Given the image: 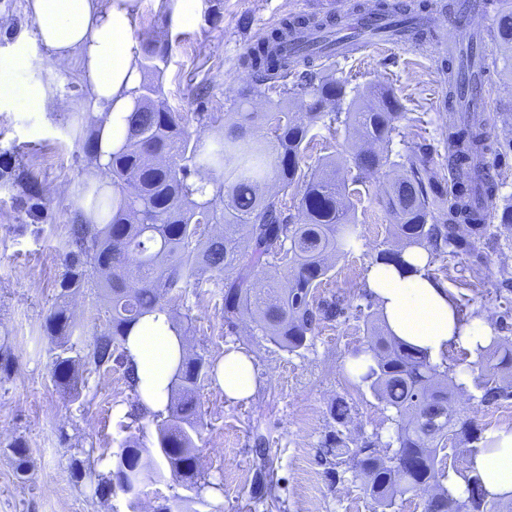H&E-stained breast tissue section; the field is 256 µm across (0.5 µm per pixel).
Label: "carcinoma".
<instances>
[{
  "instance_id": "carcinoma-1",
  "label": "carcinoma",
  "mask_w": 512,
  "mask_h": 512,
  "mask_svg": "<svg viewBox=\"0 0 512 512\" xmlns=\"http://www.w3.org/2000/svg\"><path fill=\"white\" fill-rule=\"evenodd\" d=\"M356 14L368 31L374 27L373 17L387 14L398 25L391 36H404L418 46L434 38L431 31L410 23L417 10L396 0H378L372 7L358 2ZM336 26L330 12L291 16L257 40L241 60L252 71L253 83L238 92L234 111L222 117L194 113L200 128L210 133L208 143L192 138L186 116L162 100L153 77L168 61V34H148L142 42L143 81L136 109L128 119L125 142L112 152L108 165L112 195L102 197L96 189L91 213L82 208L76 212L59 292L46 317L47 332L58 348L56 386L77 396L83 383L77 366L109 371L115 363L124 368L129 387L136 388L124 348L129 329L143 316L163 312L178 335L187 336L184 317L172 302L184 300L190 287H213L222 294L229 329L249 316L257 330L285 350L307 348L319 324L348 315L351 305L345 297L320 300L316 289L332 270L328 260L352 252L360 239L356 186L385 167L400 171L385 188L381 205L394 221L401 246L381 249L377 258L396 261L412 247L426 250L435 260L468 255V287L482 283L480 246L497 244L504 233H512V205L496 210L498 223L488 224L489 209L476 204V198L492 201L498 196V182L489 175L485 159L490 152L511 149L512 139L491 143L486 123L475 113L448 125L449 188L435 149L421 135L405 153L392 154L394 140L404 137L400 122L406 116L392 88L375 84L362 93L348 88V81L336 77L333 44L300 38L304 32L329 35ZM468 41L512 54V0L496 9L491 28L468 34ZM486 68L483 62L479 71L470 72L448 62L443 71L448 99H456L464 84L477 90ZM293 103L305 115L292 111ZM319 122L330 132L343 127L353 150L309 172L302 164L317 145L313 129ZM342 169L356 170L351 181L339 176ZM0 179L17 187L32 219H43L44 194L25 170L6 166ZM295 186L301 196L290 208L286 196ZM207 224L219 225V231L204 235L201 227ZM260 274L266 276L267 287L258 290ZM87 288L99 290L108 307L106 324L83 354L71 342L76 323L67 301ZM358 298L365 301L356 309L365 313L367 347L354 357L371 361L359 380L394 410L396 439L393 445L367 441L351 448L338 430L327 453L366 479L365 493L380 512H396L397 502L418 493L425 495L422 512H499L500 501L486 494L478 475L462 474L464 497L454 496L443 484L444 459L455 456L461 444L476 452L486 431L453 406L455 391L463 384L427 352L393 336L372 310L370 292L364 290ZM511 317L509 310L500 316L475 350L461 349L465 357L475 355L467 364L476 390L469 399L480 405L512 399ZM214 368L215 361L184 353L171 381L167 415L153 416L158 455L170 476L189 490L204 488L196 462L198 392L212 379ZM352 412L344 396L330 408L340 426ZM9 448L16 472L25 475V443L16 440ZM120 448L132 477L141 482L150 471L163 477L143 459L138 438L127 437ZM267 466L268 459L261 457L256 496L272 489ZM71 473L78 482L88 481L101 499L117 487L112 472H100L81 459L72 461Z\"/></svg>"
}]
</instances>
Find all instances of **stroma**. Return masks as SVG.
Returning a JSON list of instances; mask_svg holds the SVG:
<instances>
[{"label":"stroma","mask_w":512,"mask_h":512,"mask_svg":"<svg viewBox=\"0 0 512 512\" xmlns=\"http://www.w3.org/2000/svg\"><path fill=\"white\" fill-rule=\"evenodd\" d=\"M348 0H224L219 21H211L198 5L190 19L174 23L166 0H139L137 33L169 31L171 47L160 77L164 97L185 114L232 111L238 91L252 74L239 64L250 44L278 27L292 14L344 12ZM36 24L28 0H0V64L9 65L18 51L30 64L12 72V95L0 101V153L7 162L32 175L43 188L49 217L40 233H32L15 190L0 186V334L9 333L7 369L0 370V512H129L123 492L102 501L83 482L75 481L70 463L80 451H91L97 470L112 466V454L128 434L152 448L155 423L151 417L129 422L131 392L120 367L97 372L82 367V390L74 398L61 391L52 377L56 348L45 331V318L63 273L61 256L68 228L90 176L83 142L92 130L93 111L85 108L88 91L78 60L60 67L35 37ZM449 51L442 42L423 46L387 43L339 59V78L351 85L389 82L410 120L406 132L422 127L448 162V123L444 106L447 88L440 66ZM49 88L53 102L30 111L25 89L31 80ZM489 103L485 113L493 134L512 137V57L497 54L496 66L483 84ZM384 179L375 176L361 185L356 215L361 232L358 248L333 259V268L317 297L343 295L355 299L365 286V274L379 249L391 243L392 218L379 199ZM512 267V245L486 251L482 286L467 289L470 309L497 320L506 299L491 296L501 267ZM184 305L191 317L186 339L189 352L221 359L227 348L251 354L259 373L255 396L246 402L225 399L208 382L201 387L198 453L211 486L202 502L188 498L187 489L171 479L144 480L143 512L160 503L179 504L181 512H376L360 478L347 466H333L323 455L335 431L349 444L366 440L388 443L396 438L392 413L367 387L357 385L347 366L352 352L364 347L366 325L351 313L338 322L317 327L306 349L291 353L262 336L252 323L235 329L224 325V300L210 288L189 289ZM77 323L73 337L88 350L105 324L106 306L97 290L72 298ZM350 398L354 412L345 427L330 415L336 397ZM265 438L274 489L267 499L252 494L259 463L254 448ZM24 441L29 471L18 476L7 446Z\"/></svg>","instance_id":"35a3bbf8"}]
</instances>
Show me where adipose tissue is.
<instances>
[{
    "label": "adipose tissue",
    "mask_w": 512,
    "mask_h": 512,
    "mask_svg": "<svg viewBox=\"0 0 512 512\" xmlns=\"http://www.w3.org/2000/svg\"><path fill=\"white\" fill-rule=\"evenodd\" d=\"M137 0H29L36 37L57 63L78 58L97 125V162L106 165L127 134V118L137 104L141 44L133 35ZM428 256L407 249L401 261L373 263L366 287L377 300L389 331L427 350L432 360L460 346L475 348L491 332L481 318L462 323L448 289L427 274ZM128 359L137 377V400L152 415L165 412L169 387L181 353L180 338L166 314L145 315L127 336ZM216 383L231 401L250 399L258 377L243 350L225 352ZM489 447L469 456L467 467L480 476L489 496L512 498V430L487 432Z\"/></svg>",
    "instance_id": "ef3b65f1"
}]
</instances>
